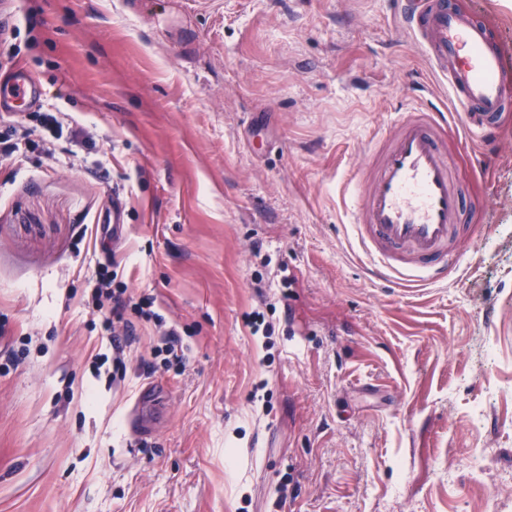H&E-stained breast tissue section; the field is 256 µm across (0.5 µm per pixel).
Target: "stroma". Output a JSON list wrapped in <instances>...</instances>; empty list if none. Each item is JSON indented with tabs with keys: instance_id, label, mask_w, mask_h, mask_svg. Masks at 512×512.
<instances>
[{
	"instance_id": "35a3bbf8",
	"label": "stroma",
	"mask_w": 512,
	"mask_h": 512,
	"mask_svg": "<svg viewBox=\"0 0 512 512\" xmlns=\"http://www.w3.org/2000/svg\"><path fill=\"white\" fill-rule=\"evenodd\" d=\"M450 4L512 64V0ZM10 12L0 80L92 139L0 160V512H512V108L491 150L449 135L459 268L410 291L367 277L341 188L395 105L448 101L397 0ZM109 255L183 369L119 323L111 382L85 304ZM40 95L36 79L23 69L16 70L9 82H0V112H15L18 104L36 102Z\"/></svg>"
}]
</instances>
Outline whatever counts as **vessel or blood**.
I'll return each instance as SVG.
<instances>
[{
    "label": "vessel or blood",
    "mask_w": 512,
    "mask_h": 512,
    "mask_svg": "<svg viewBox=\"0 0 512 512\" xmlns=\"http://www.w3.org/2000/svg\"><path fill=\"white\" fill-rule=\"evenodd\" d=\"M400 13L434 72L448 105L420 100L381 128L366 165L342 182L353 203L359 244L371 256L373 281L420 287L444 283L459 263L454 232L462 198L448 134L464 128L484 146L496 142L495 119L512 101V68L488 29L448 0H400ZM39 83L16 70L0 83V112L36 102Z\"/></svg>",
    "instance_id": "vessel-or-blood-1"
}]
</instances>
